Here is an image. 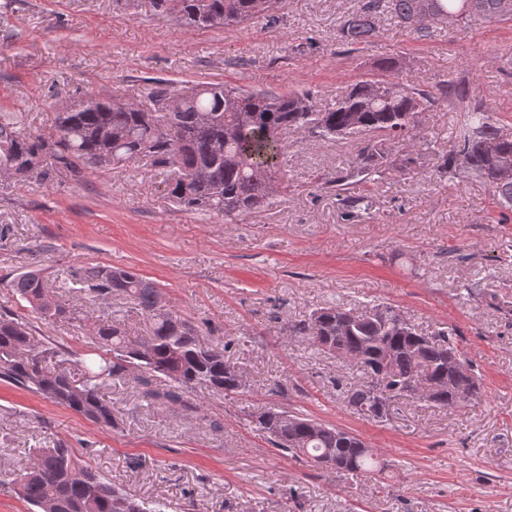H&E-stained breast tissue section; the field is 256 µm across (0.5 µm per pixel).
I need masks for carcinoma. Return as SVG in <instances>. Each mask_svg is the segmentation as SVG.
Masks as SVG:
<instances>
[{"label": "carcinoma", "instance_id": "cac0c4a2", "mask_svg": "<svg viewBox=\"0 0 512 512\" xmlns=\"http://www.w3.org/2000/svg\"><path fill=\"white\" fill-rule=\"evenodd\" d=\"M154 12L180 25L233 27L267 16L271 0H150ZM428 37L439 25H481L512 20L506 0H362L339 24L346 45L368 43L379 19ZM468 98V88L442 84L437 91L417 90L399 77L387 60L380 72L347 88L335 106L319 108L309 92H249L222 83L159 82L147 104L118 95L90 94L57 106L54 129L27 132L0 116V172L23 181L81 177L114 164L145 162L162 177L168 200L187 211L224 216L236 224L288 193L281 170L288 131L312 139L341 138L355 143L349 165L324 177L318 190L336 196V204L354 221L370 215L357 183L379 189L395 173L420 169L429 149L417 117L450 100ZM410 139L411 149L392 157L394 143ZM512 158V132L478 107L463 112L448 140L441 172L485 183L490 190L491 223L512 215V170L498 165ZM87 289L129 299L146 319V333L131 332L119 317L79 318L55 294L39 269L31 268L9 283L19 300L44 320L81 321L94 347L76 360L81 378L66 367L69 358L34 335L28 321L0 313V380L31 390L107 428L117 425L107 386L133 377L143 397L157 405H177L187 415L205 419L186 393L200 386L234 395L246 382L225 358L224 341H207L199 325L162 300L161 288L137 272L106 265L84 269ZM308 344L361 372L345 403L356 413L388 420L393 404L419 399L440 408L459 407L479 396L481 380L458 346L455 329L424 336L389 303L347 309L322 307L288 325ZM252 422L284 454H302L339 475L378 474L383 464L354 433L279 405H266ZM12 482L29 512H161L138 502L62 442L37 448L13 471Z\"/></svg>", "mask_w": 512, "mask_h": 512}]
</instances>
